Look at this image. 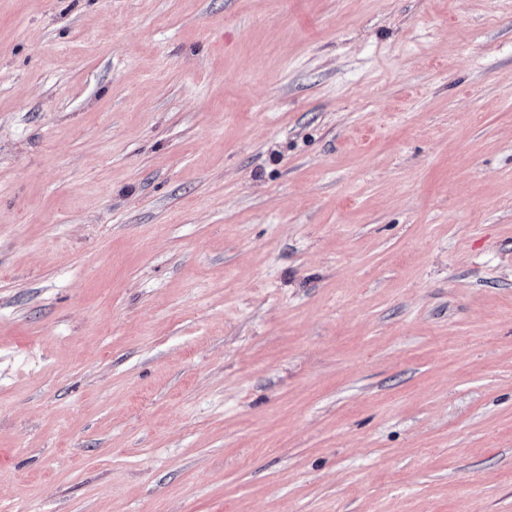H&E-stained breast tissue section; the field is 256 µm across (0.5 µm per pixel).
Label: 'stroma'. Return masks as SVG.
Here are the masks:
<instances>
[{"label":"stroma","mask_w":512,"mask_h":512,"mask_svg":"<svg viewBox=\"0 0 512 512\" xmlns=\"http://www.w3.org/2000/svg\"><path fill=\"white\" fill-rule=\"evenodd\" d=\"M0 512H512V0H0Z\"/></svg>","instance_id":"stroma-1"}]
</instances>
